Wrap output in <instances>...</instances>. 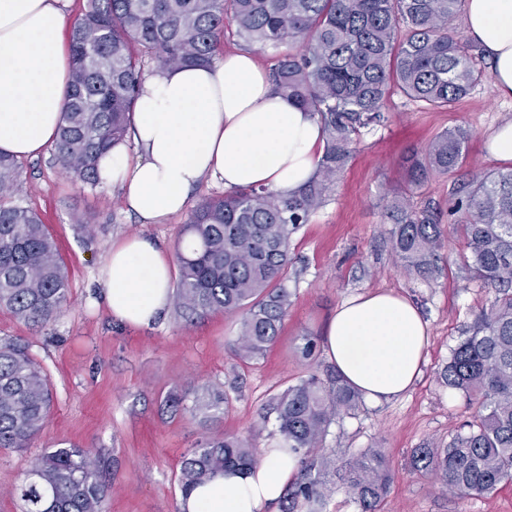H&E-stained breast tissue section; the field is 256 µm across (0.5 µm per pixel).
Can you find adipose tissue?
Returning a JSON list of instances; mask_svg holds the SVG:
<instances>
[{
  "label": "adipose tissue",
  "instance_id": "ef3b65f1",
  "mask_svg": "<svg viewBox=\"0 0 512 512\" xmlns=\"http://www.w3.org/2000/svg\"><path fill=\"white\" fill-rule=\"evenodd\" d=\"M66 0H0V152L42 153L56 138L68 92ZM467 35L489 58L493 86L512 97V0H466ZM324 151L313 112L275 88L250 52L213 64L157 70L141 81L130 142L99 157L102 187L119 188L142 224H165L203 182L225 191L292 195L313 180ZM171 257L132 236L113 243L98 276L113 316L148 327L167 309ZM428 324L408 298L368 292L345 300L324 333V351L346 382L380 402L421 374ZM259 463L230 471L181 498V512H265L299 468L298 454L265 448Z\"/></svg>",
  "mask_w": 512,
  "mask_h": 512
}]
</instances>
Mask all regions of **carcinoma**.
<instances>
[{
	"label": "carcinoma",
	"instance_id": "cac0c4a2",
	"mask_svg": "<svg viewBox=\"0 0 512 512\" xmlns=\"http://www.w3.org/2000/svg\"><path fill=\"white\" fill-rule=\"evenodd\" d=\"M462 0H87L70 35L72 69L53 157L76 179L98 184L97 160L130 134L142 60L164 65L215 60L224 29L261 48L302 45L279 56L278 91L314 112L326 147L320 176L297 194L239 189L202 199L178 244L176 307L185 315L240 316L234 353L263 354L278 339L288 313L284 285L291 235L325 202L350 157L352 135L377 119L398 89L431 107H450L481 80L448 29ZM474 133L457 126L436 136L410 160L408 183L448 175L467 158ZM18 161L0 154V196L13 191ZM455 213L466 249L464 265L498 288L468 335L451 350L442 383L477 404L465 434L446 446L416 448L411 466L435 476L461 497L492 493L512 481V169L475 177ZM389 245L406 267L438 275L446 230L429 209L406 196L386 210ZM68 280L47 225L32 209L0 204V305L19 320L44 325L57 316ZM227 398L214 394L188 406L173 395L169 407L208 415ZM361 393L340 375L316 373L274 398L284 446L300 455V469L281 512H324L339 485L358 512H376L394 476L384 454L368 449L344 464L322 447L336 415L358 408ZM52 403L47 375L19 341L0 344V448L30 447ZM257 462L256 449L235 436L200 441L181 461V495ZM25 512H102L108 486L89 451L57 448L14 486Z\"/></svg>",
	"mask_w": 512,
	"mask_h": 512
}]
</instances>
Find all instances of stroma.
Segmentation results:
<instances>
[{
	"label": "stroma",
	"instance_id": "stroma-1",
	"mask_svg": "<svg viewBox=\"0 0 512 512\" xmlns=\"http://www.w3.org/2000/svg\"><path fill=\"white\" fill-rule=\"evenodd\" d=\"M449 29L462 39L481 82L448 108L393 93L380 121L359 128L346 170L325 205L291 237L288 314L277 341L256 359L242 360L232 352L239 317L221 312L187 317L171 306L150 327L135 328L115 319L102 300L96 276L113 242L135 233L176 251L188 214L166 224H141L123 209L116 191L83 185L52 153L22 160L12 200L35 210L47 224L69 291L58 316L39 327L0 308V340L28 342L53 395L45 427L31 446L0 448V512H23L12 486L45 452L72 445L99 460L109 486L105 512H180L183 454L221 434L248 439L257 449L280 446L274 422L265 419L271 398L331 367L321 353L312 361L302 358L304 337L323 342L339 304L376 290L408 297L429 321L422 374L403 396L379 404L365 399L355 412L337 416L324 447L343 460L369 448L384 452L395 479L381 512H512V482L482 497L463 498L409 468L412 449L448 443L472 421L475 405L445 387L439 375L451 349L496 296L494 288L465 270L456 236L446 238L445 269L429 279L405 269L386 243L384 213L398 193H406L413 207H434L447 225L460 184L503 167L485 142L512 120V98L496 93L489 62L468 41L462 17ZM458 125L474 132L466 162L455 174H435L407 189L411 155ZM209 392L230 398L229 407L210 419L173 413L166 403L174 394L191 402Z\"/></svg>",
	"mask_w": 512,
	"mask_h": 512
}]
</instances>
